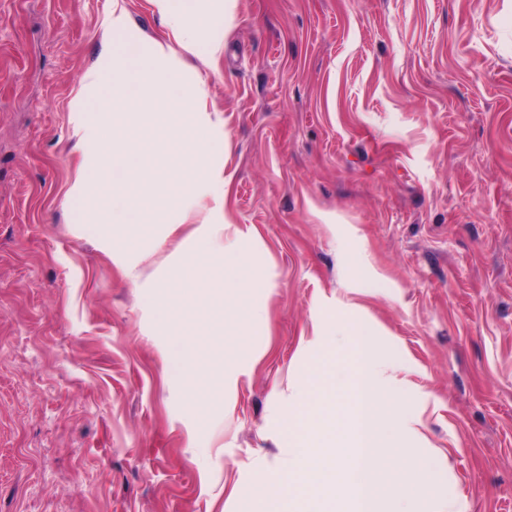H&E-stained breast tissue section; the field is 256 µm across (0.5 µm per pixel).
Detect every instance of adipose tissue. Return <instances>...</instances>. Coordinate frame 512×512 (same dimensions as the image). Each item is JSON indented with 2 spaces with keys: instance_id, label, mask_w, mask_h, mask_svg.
I'll use <instances>...</instances> for the list:
<instances>
[{
  "instance_id": "1",
  "label": "adipose tissue",
  "mask_w": 512,
  "mask_h": 512,
  "mask_svg": "<svg viewBox=\"0 0 512 512\" xmlns=\"http://www.w3.org/2000/svg\"><path fill=\"white\" fill-rule=\"evenodd\" d=\"M155 11L170 21L179 48L196 56L200 62L220 52L224 44L226 13L220 9L199 10L198 0H150ZM209 31L208 42H200L198 34Z\"/></svg>"
}]
</instances>
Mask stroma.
<instances>
[{"label": "stroma", "instance_id": "35a3bbf8", "mask_svg": "<svg viewBox=\"0 0 512 512\" xmlns=\"http://www.w3.org/2000/svg\"><path fill=\"white\" fill-rule=\"evenodd\" d=\"M123 5L131 40L170 41L150 0ZM111 10L0 0V512L276 492L321 416L295 388L360 320L401 358L385 379L438 512H512V0H232L209 66L183 54L229 139L224 239L264 289L203 420L150 303L193 222L160 225L131 278L113 225L64 203Z\"/></svg>", "mask_w": 512, "mask_h": 512}]
</instances>
